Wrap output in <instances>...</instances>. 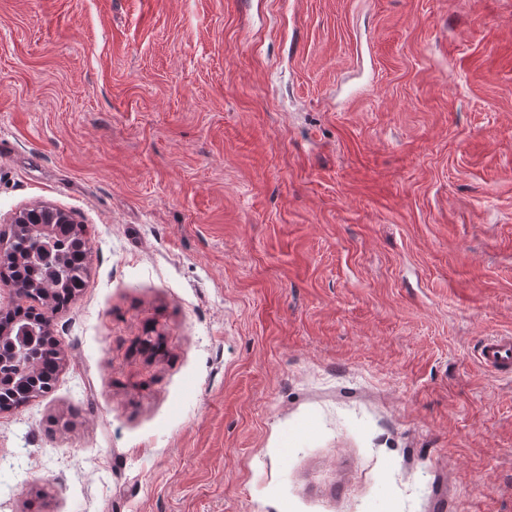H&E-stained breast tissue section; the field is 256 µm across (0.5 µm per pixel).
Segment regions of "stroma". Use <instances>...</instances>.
<instances>
[{
	"mask_svg": "<svg viewBox=\"0 0 512 512\" xmlns=\"http://www.w3.org/2000/svg\"><path fill=\"white\" fill-rule=\"evenodd\" d=\"M88 229L0 512H512V0H0V233ZM481 366L497 373H512V336H491L484 340L478 353Z\"/></svg>",
	"mask_w": 512,
	"mask_h": 512,
	"instance_id": "obj_1",
	"label": "stroma"
}]
</instances>
